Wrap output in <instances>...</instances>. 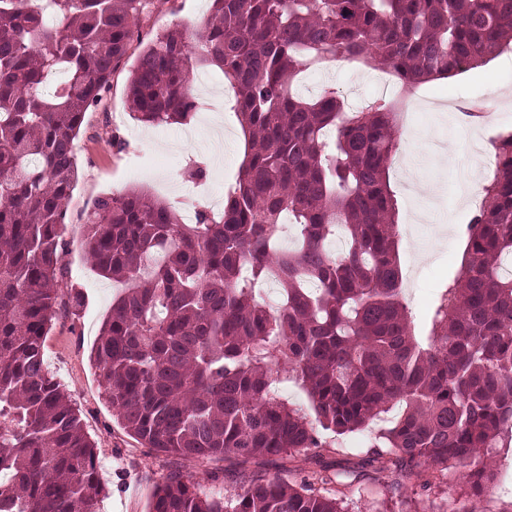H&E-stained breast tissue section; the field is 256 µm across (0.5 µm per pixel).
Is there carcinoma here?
Masks as SVG:
<instances>
[{"label":"carcinoma","mask_w":512,"mask_h":512,"mask_svg":"<svg viewBox=\"0 0 512 512\" xmlns=\"http://www.w3.org/2000/svg\"><path fill=\"white\" fill-rule=\"evenodd\" d=\"M150 0H0V512H99V455L44 339L63 293L57 270L85 112L127 54ZM512 47V0H211L191 30L139 52L129 105L145 124L198 108L186 74L213 68L235 93L245 133L224 209L183 223L136 189L98 200L85 252L118 292L91 349L112 415L145 448L187 460L311 452L318 470L208 495L174 471L150 512H346L316 485L338 481L318 448L404 406L380 431L395 463L476 461L512 446V130L459 227V272L441 288L421 342L403 298L397 208L388 172L395 104L348 112L335 88H293L327 59L392 73L414 87L480 67ZM63 73L52 93L43 86ZM299 246L279 247L283 217ZM344 229L342 253L325 240ZM274 281L280 306L259 285ZM293 382L303 407L277 388Z\"/></svg>","instance_id":"carcinoma-1"}]
</instances>
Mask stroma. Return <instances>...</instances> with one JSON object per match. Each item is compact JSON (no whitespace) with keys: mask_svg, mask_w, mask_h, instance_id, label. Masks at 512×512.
<instances>
[{"mask_svg":"<svg viewBox=\"0 0 512 512\" xmlns=\"http://www.w3.org/2000/svg\"><path fill=\"white\" fill-rule=\"evenodd\" d=\"M211 0H154L142 14L127 54L114 72L96 106L86 112L77 140L78 179L70 197L62 238L61 289H76L79 304L59 311L44 341L51 370L67 388L72 404L95 441L101 478L108 495L101 512H148L154 487L171 471L205 481L207 472L223 475V494L233 495L250 480L282 479L298 482L310 475L311 464L294 454L267 462L230 458L199 464L166 456L142 447L112 415V407L97 370L89 361L91 347L112 303V283L93 271L84 250V225L100 197L113 189L142 187L155 198L182 200L181 167L193 153L209 150L216 126H223V149L206 161L208 176L202 185L214 192L213 211H221L224 188L233 182L243 161L244 144L236 131L239 122L231 108L233 92L223 75L201 69L193 75L198 117L182 125L148 126L133 119L128 108V76L142 43L164 30L192 28L210 11ZM376 73L346 61L317 64L300 74L296 91L313 98L323 89L336 88L347 110L360 108L379 97ZM512 52L484 66L401 92L398 114L400 145L390 167V183L398 207L399 259L405 299L419 334H426L427 310L439 285L459 270L465 244L458 234L475 208L459 200L457 183L462 173L477 175L484 168L483 152H471L458 123L463 113L481 104L494 112L489 124L475 127V136L489 140L512 128ZM370 432H355L323 449L324 460L346 472L344 486H321L324 495H342L348 512H449L458 502L473 512H512V486L475 492L467 478L472 465L464 461L438 472L431 487L395 466L390 454L371 462Z\"/></svg>","mask_w":512,"mask_h":512,"instance_id":"1","label":"stroma"}]
</instances>
